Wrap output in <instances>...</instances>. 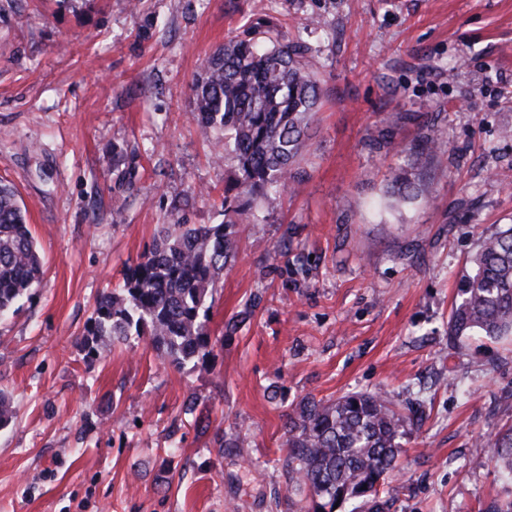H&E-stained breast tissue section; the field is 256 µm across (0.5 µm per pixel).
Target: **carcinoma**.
Masks as SVG:
<instances>
[{"label":"carcinoma","mask_w":512,"mask_h":512,"mask_svg":"<svg viewBox=\"0 0 512 512\" xmlns=\"http://www.w3.org/2000/svg\"><path fill=\"white\" fill-rule=\"evenodd\" d=\"M193 115L213 143L217 161L234 165L224 187V221L188 224L170 216L155 245L102 293L81 345L97 356L107 343L147 336L177 369L206 366L217 339L207 300L234 256L235 226L258 220L260 201L290 186L321 102L309 49L279 38L277 25L250 26L207 57L192 87ZM396 154L436 158L435 134L413 146L387 141ZM387 193L419 195L414 166L392 169ZM44 263L13 186L0 181V317L30 296ZM448 334L512 335V225L483 238L461 278ZM413 422L380 392H351L332 402L308 398L288 414L284 447L288 483L305 493L306 512H334L352 499L384 512L380 487L398 460ZM488 459L512 478V429L488 442Z\"/></svg>","instance_id":"cac0c4a2"}]
</instances>
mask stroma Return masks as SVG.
Segmentation results:
<instances>
[{
	"mask_svg": "<svg viewBox=\"0 0 512 512\" xmlns=\"http://www.w3.org/2000/svg\"><path fill=\"white\" fill-rule=\"evenodd\" d=\"M261 19L308 47L322 106L297 192L238 228L212 298L223 344L205 370L145 338L86 358L99 295L174 201L223 221L234 169L211 158L191 84ZM426 128L443 158L420 166L417 199L389 198L383 130L410 144ZM0 181L45 270L0 320V512H300L287 415L354 391L416 417L380 489L390 512L512 502L485 461L512 427V336L448 335L467 260L512 224V0H0Z\"/></svg>",
	"mask_w": 512,
	"mask_h": 512,
	"instance_id": "stroma-1",
	"label": "stroma"
}]
</instances>
